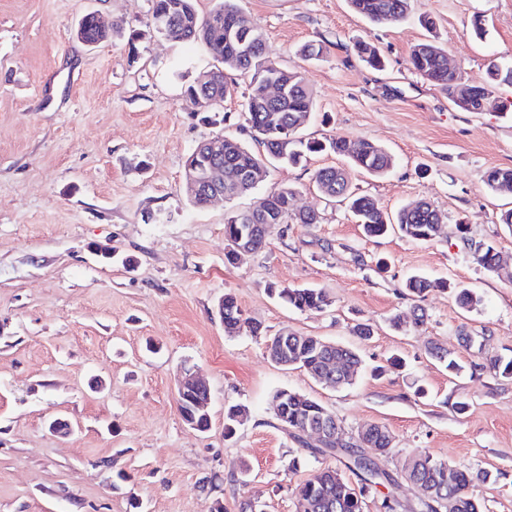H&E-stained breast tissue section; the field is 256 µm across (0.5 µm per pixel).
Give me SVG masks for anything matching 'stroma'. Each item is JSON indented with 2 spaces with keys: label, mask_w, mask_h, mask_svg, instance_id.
<instances>
[{
  "label": "stroma",
  "mask_w": 512,
  "mask_h": 512,
  "mask_svg": "<svg viewBox=\"0 0 512 512\" xmlns=\"http://www.w3.org/2000/svg\"><path fill=\"white\" fill-rule=\"evenodd\" d=\"M238 5L269 55L314 93L303 136L385 147L393 170L376 178L353 169L351 183L390 213L432 203L441 232L424 244L366 237L343 202L314 189L317 169L344 163L324 153L270 168L260 185L294 187L295 209L315 211L318 223L272 225L261 251L227 262L225 215L253 198L193 207L184 165L200 141L244 125L247 79L237 77L223 105H194L184 89L210 60L153 33L151 0H0V512H212L218 502L238 512L244 500L256 512H296L297 487L326 465L360 487L347 457L316 455L315 436L281 429L272 396L282 388L329 408L346 435L370 424L392 433L394 451L376 461L396 481L367 494L365 512H381L386 496L398 512H416L424 493L404 468L421 450L491 472L474 496L484 512H512V380L483 369L460 339L484 336L490 351L512 356V284L473 259L490 242L512 264V227L499 221L512 193L484 184L489 169L512 168V82L498 83L495 106L467 112L409 65L432 36L464 83L485 84L490 61L512 66V0H409L395 25L369 23L347 0ZM88 13L120 35L85 46L75 29ZM425 15L433 30L421 26ZM359 40L379 50L384 69L358 60ZM306 43L326 47L324 59L301 58ZM413 274L435 289L403 295ZM272 283L324 289L330 304L293 309L269 295ZM454 284L480 297L475 310L457 306ZM227 293L245 319L232 333L217 310ZM415 305L423 327L389 328ZM358 323L371 341L353 336ZM286 328L356 347L355 383L332 389L273 363L265 342ZM432 341L462 372L427 355ZM184 366L211 389L204 432L178 410ZM236 404L248 415L228 437L224 410ZM58 419L69 434L52 431ZM241 459L248 469L234 473Z\"/></svg>",
  "instance_id": "obj_1"
}]
</instances>
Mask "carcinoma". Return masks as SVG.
Masks as SVG:
<instances>
[{"instance_id": "obj_1", "label": "carcinoma", "mask_w": 512, "mask_h": 512, "mask_svg": "<svg viewBox=\"0 0 512 512\" xmlns=\"http://www.w3.org/2000/svg\"><path fill=\"white\" fill-rule=\"evenodd\" d=\"M152 30L176 42H191L199 45L211 56L216 65L203 71L188 85L189 97L206 96L212 104L220 105L235 92V82L230 74L239 73L249 78V92L243 104L249 133L264 147L253 151L240 139L224 136V199L253 194L263 182L268 166L287 164L298 166L312 154L333 152L348 159L351 167L370 176L382 177L393 167L392 155L383 146L363 139H349L336 135L325 141L306 139L301 135L302 127L314 112L312 92L301 75L282 67L266 53L264 34L249 21L236 0H217L216 7L205 17L198 15L196 0H151ZM351 9L373 24H395L403 20L408 11V0H348ZM76 37L82 41L88 37L102 42L107 36L81 19L76 28ZM356 55L374 69L385 66L383 57L370 43L360 40L354 45ZM410 65L415 73L427 82L440 88L457 107L466 112H482L494 95L479 87L462 83L457 73L448 68V53L433 40L417 44L410 53ZM273 84L283 91L278 99L265 93V86ZM315 188L329 199L340 198L347 203L348 210L368 237H380L389 233L418 243L434 240L440 230L441 217L432 204L421 201L406 206L394 214L384 211L378 202L352 189L346 171L337 167L319 169L314 174ZM485 184L492 192L512 191V169L493 168L485 175ZM294 188L283 186L267 195L258 197L252 206L243 211H233L224 224V240L243 234L250 238L252 251L261 250L266 244L267 233L263 224L318 223L313 212L295 213ZM476 263L484 270L498 276L505 275L512 281L511 273H502L500 257L496 248L484 244L475 254ZM447 282L431 281L420 275L409 276L404 288L421 296L432 288H444ZM270 292L284 303L296 309H319L329 306L326 292L320 288H277ZM455 301L464 310H472L479 304L478 297L468 288L455 289ZM242 310L236 298L224 294V327L234 332L241 323ZM414 327L424 325L426 314L416 308L390 318V326L400 331L406 319ZM266 352L276 363H288L306 368V372L318 383L335 382L344 387L354 384L362 365V359L353 348L330 343L317 336L295 332L277 334L268 339ZM427 354L448 371L459 372L462 366L451 356L448 349L431 342ZM478 354L485 356L487 367L496 375L512 379V358L485 353V344L478 345ZM276 419L291 430L293 436L302 439L307 430L321 428L334 430L343 435L340 420L319 402L288 389L275 393ZM247 418V409L242 405H231L224 414L225 433L231 434L235 427ZM376 448L382 453L394 447L391 432L382 426L373 425L357 432L355 441L341 447ZM364 484L356 489L333 467L325 466L297 488V512H364L365 492L377 490L379 486L394 483L389 475L372 481L365 469ZM404 476L424 491H431L430 501L420 502V512H482L479 501L470 493L474 481L483 483L493 479L488 471L474 474L465 468H457L441 461L432 454L421 451L409 460Z\"/></svg>"}]
</instances>
